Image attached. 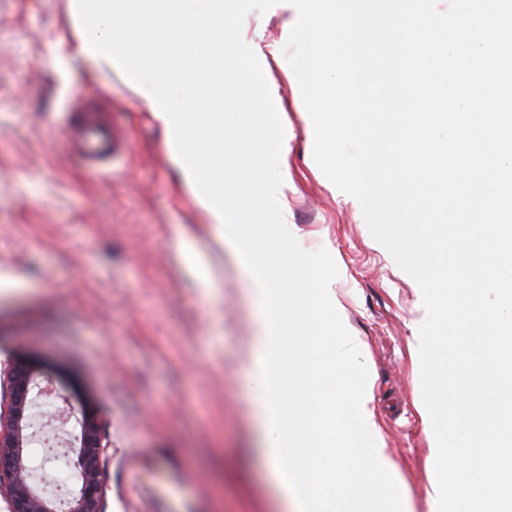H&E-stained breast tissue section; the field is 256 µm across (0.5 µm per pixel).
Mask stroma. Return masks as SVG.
<instances>
[{"label":"stroma","mask_w":512,"mask_h":512,"mask_svg":"<svg viewBox=\"0 0 512 512\" xmlns=\"http://www.w3.org/2000/svg\"><path fill=\"white\" fill-rule=\"evenodd\" d=\"M297 17L281 0L242 27L285 129L288 228L337 264L329 291L361 343L404 512H428L421 292L313 159L283 52ZM76 36L70 0H0V373L26 361L99 415L103 512H288L246 385L259 344L248 279L135 83L73 58ZM79 94L128 143L94 178L67 142Z\"/></svg>","instance_id":"obj_1"}]
</instances>
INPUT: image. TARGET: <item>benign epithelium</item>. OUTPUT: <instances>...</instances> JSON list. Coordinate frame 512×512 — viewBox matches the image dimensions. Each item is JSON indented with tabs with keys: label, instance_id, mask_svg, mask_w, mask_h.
<instances>
[{
	"label": "benign epithelium",
	"instance_id": "obj_1",
	"mask_svg": "<svg viewBox=\"0 0 512 512\" xmlns=\"http://www.w3.org/2000/svg\"><path fill=\"white\" fill-rule=\"evenodd\" d=\"M35 376L25 363L14 364L7 373V410L0 409V487L9 495V512H57L53 498L36 484L24 456V447L33 436V408L35 404ZM40 394L61 404L45 414L44 426L57 422L63 426L74 414L69 399L60 394L51 383L40 388ZM80 430L71 446L79 473L76 490L69 499L68 512H102L103 443L101 421L84 410L79 421Z\"/></svg>",
	"mask_w": 512,
	"mask_h": 512
}]
</instances>
